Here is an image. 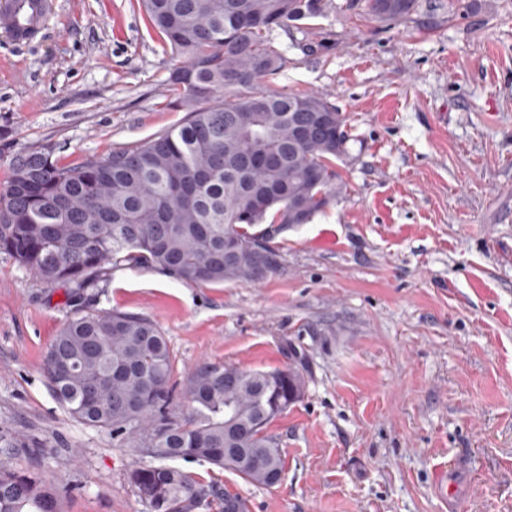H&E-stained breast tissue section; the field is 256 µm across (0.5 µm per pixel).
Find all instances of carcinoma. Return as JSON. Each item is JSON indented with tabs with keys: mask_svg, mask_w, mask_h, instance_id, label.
Instances as JSON below:
<instances>
[{
	"mask_svg": "<svg viewBox=\"0 0 512 512\" xmlns=\"http://www.w3.org/2000/svg\"><path fill=\"white\" fill-rule=\"evenodd\" d=\"M149 25L181 59L170 72L181 124L103 157L63 164L52 151L21 153L0 182V253L74 301L107 266L149 267L181 281H263L282 266L263 224L310 223L341 192L346 118L317 94L257 92L284 57L273 32L323 14L324 0H140ZM421 0H365L388 25ZM43 371L77 421L128 448L202 460L270 486L284 458L272 422L301 401L296 368L206 364L187 380L185 414L173 410L174 361L149 317L87 303L55 336ZM147 512H245L237 495L170 465L128 473ZM0 512H58L53 489L0 465Z\"/></svg>",
	"mask_w": 512,
	"mask_h": 512,
	"instance_id": "obj_1",
	"label": "carcinoma"
}]
</instances>
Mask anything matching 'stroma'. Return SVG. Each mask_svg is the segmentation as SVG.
I'll list each match as a JSON object with an SVG mask.
<instances>
[{
	"instance_id": "stroma-1",
	"label": "stroma",
	"mask_w": 512,
	"mask_h": 512,
	"mask_svg": "<svg viewBox=\"0 0 512 512\" xmlns=\"http://www.w3.org/2000/svg\"><path fill=\"white\" fill-rule=\"evenodd\" d=\"M55 2L31 43L0 32V181L22 152L76 163L185 116L178 59L137 0ZM346 2L273 34L272 88L327 96L350 135L341 197L276 234L282 270L214 286L120 267L92 300L152 318L179 383L204 364L301 371L304 398L270 426L280 484L179 463L249 512H512V0H466L431 28ZM74 313L0 254V464L58 488L60 512H146L127 473L157 456L74 420L47 386Z\"/></svg>"
}]
</instances>
